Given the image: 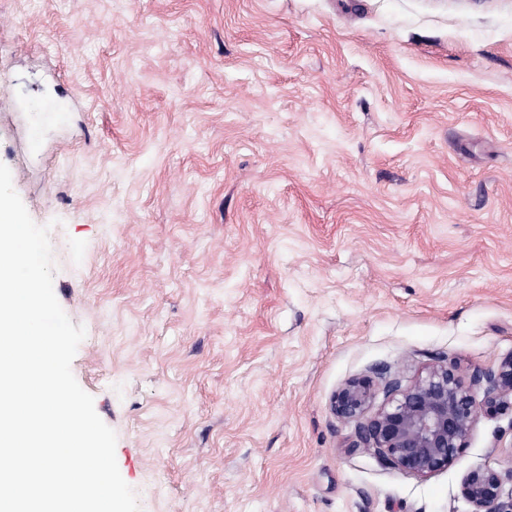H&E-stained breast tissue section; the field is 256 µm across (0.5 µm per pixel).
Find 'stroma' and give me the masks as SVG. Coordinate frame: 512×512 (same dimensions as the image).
<instances>
[{
    "instance_id": "35a3bbf8",
    "label": "stroma",
    "mask_w": 512,
    "mask_h": 512,
    "mask_svg": "<svg viewBox=\"0 0 512 512\" xmlns=\"http://www.w3.org/2000/svg\"><path fill=\"white\" fill-rule=\"evenodd\" d=\"M0 163L140 512H471L512 468L511 411L420 478L331 407L512 355V0H0ZM505 479L512 483V468L504 474L483 466L469 471L462 479L461 491L472 512H512V493L510 502L501 501Z\"/></svg>"
}]
</instances>
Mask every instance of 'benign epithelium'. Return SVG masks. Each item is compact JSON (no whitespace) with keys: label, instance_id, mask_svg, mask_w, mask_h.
<instances>
[{"label":"benign epithelium","instance_id":"benign-epithelium-1","mask_svg":"<svg viewBox=\"0 0 512 512\" xmlns=\"http://www.w3.org/2000/svg\"><path fill=\"white\" fill-rule=\"evenodd\" d=\"M332 407L338 418L354 425L351 447L368 450L393 468L428 477L468 447L479 412L492 416L512 409V356L475 365L465 379L456 363L445 360L429 365L409 383L389 367L375 366L347 380L334 394ZM506 479L512 481V469L501 473L480 466L469 471L461 491L472 512H512V501H501Z\"/></svg>","mask_w":512,"mask_h":512}]
</instances>
